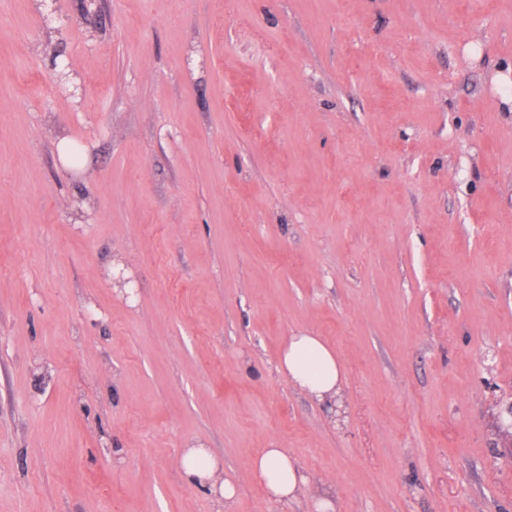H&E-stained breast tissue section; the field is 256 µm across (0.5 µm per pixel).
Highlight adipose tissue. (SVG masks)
<instances>
[{"label": "adipose tissue", "instance_id": "obj_1", "mask_svg": "<svg viewBox=\"0 0 512 512\" xmlns=\"http://www.w3.org/2000/svg\"><path fill=\"white\" fill-rule=\"evenodd\" d=\"M278 370L290 383L312 398L333 403L340 395L343 371L340 362L319 337H290L278 359ZM182 476L189 485L207 490L217 502L232 500L234 485L222 479L216 460L207 448L194 445L183 449ZM253 471L266 490L267 500L280 502L296 498L307 483L297 464L280 448H265L255 457Z\"/></svg>", "mask_w": 512, "mask_h": 512}]
</instances>
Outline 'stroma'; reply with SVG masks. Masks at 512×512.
Segmentation results:
<instances>
[{
	"label": "stroma",
	"instance_id": "obj_1",
	"mask_svg": "<svg viewBox=\"0 0 512 512\" xmlns=\"http://www.w3.org/2000/svg\"><path fill=\"white\" fill-rule=\"evenodd\" d=\"M85 2L0 0V512H217L193 443L224 512H512V0ZM49 74L56 87L65 93L66 96L75 98L77 96L78 85L74 82V73L72 72L68 58H64L50 69ZM278 371L290 383L323 403H336L343 371L336 353L318 336H292L278 358ZM180 469L186 483L207 490L218 503L236 495L234 485L221 478L218 462L201 445L183 448ZM253 471L269 501L297 499L305 475L282 448H265L253 460Z\"/></svg>",
	"mask_w": 512,
	"mask_h": 512
}]
</instances>
